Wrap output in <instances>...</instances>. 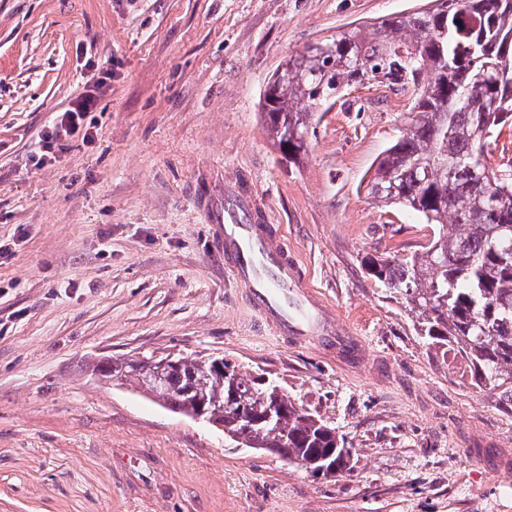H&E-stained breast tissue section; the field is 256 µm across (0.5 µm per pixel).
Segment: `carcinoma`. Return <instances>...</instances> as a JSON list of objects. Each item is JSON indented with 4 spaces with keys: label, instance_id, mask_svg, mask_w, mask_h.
I'll list each match as a JSON object with an SVG mask.
<instances>
[{
    "label": "carcinoma",
    "instance_id": "cac0c4a2",
    "mask_svg": "<svg viewBox=\"0 0 512 512\" xmlns=\"http://www.w3.org/2000/svg\"><path fill=\"white\" fill-rule=\"evenodd\" d=\"M360 24L324 44L291 54L269 83L263 113L274 144L295 159L307 148L314 113L345 86L365 78L414 87L403 135L377 161L367 194L402 206L435 226L406 256L365 260L368 273L417 316L420 335L467 363L471 385L499 391L512 413V165H486L498 128L512 122V0H446ZM415 49L401 56L395 45ZM162 386L148 379L151 357L96 366L156 404L186 413L194 397L224 433L290 464L319 459L322 476L343 471L350 451L335 429L296 408L280 386H264L225 362L174 356ZM246 416L288 406L275 420L242 429Z\"/></svg>",
    "mask_w": 512,
    "mask_h": 512
}]
</instances>
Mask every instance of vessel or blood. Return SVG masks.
Returning <instances> with one entry per match:
<instances>
[{
	"instance_id": "b4317fda",
	"label": "vessel or blood",
	"mask_w": 512,
	"mask_h": 512,
	"mask_svg": "<svg viewBox=\"0 0 512 512\" xmlns=\"http://www.w3.org/2000/svg\"><path fill=\"white\" fill-rule=\"evenodd\" d=\"M262 207L240 184L224 185V210L213 217L224 245L225 268L244 288L255 313L280 336L296 343L321 341L337 358L353 359L359 346L320 302L299 264L280 240L278 227L257 223Z\"/></svg>"
}]
</instances>
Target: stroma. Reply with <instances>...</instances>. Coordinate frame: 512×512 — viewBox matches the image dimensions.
I'll use <instances>...</instances> for the list:
<instances>
[{"mask_svg": "<svg viewBox=\"0 0 512 512\" xmlns=\"http://www.w3.org/2000/svg\"><path fill=\"white\" fill-rule=\"evenodd\" d=\"M423 4L0 0V512H512V414L363 264L432 233L363 188L411 90L352 84L295 159L263 123L288 55ZM83 94L91 138L34 159ZM228 181L258 192L363 362L256 316L212 223ZM169 353L273 379L349 470L312 477L93 371Z\"/></svg>", "mask_w": 512, "mask_h": 512, "instance_id": "obj_1", "label": "stroma"}]
</instances>
